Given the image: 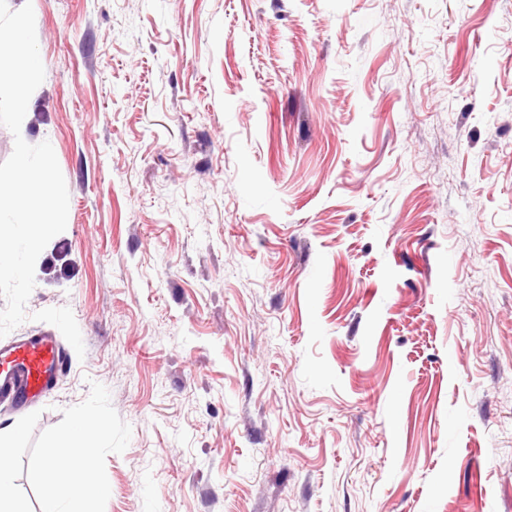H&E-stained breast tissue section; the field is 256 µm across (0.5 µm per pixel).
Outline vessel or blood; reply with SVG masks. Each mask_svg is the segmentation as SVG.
I'll return each instance as SVG.
<instances>
[{
    "mask_svg": "<svg viewBox=\"0 0 512 512\" xmlns=\"http://www.w3.org/2000/svg\"><path fill=\"white\" fill-rule=\"evenodd\" d=\"M62 364L55 336L43 333L0 346V393L17 406L56 387Z\"/></svg>",
    "mask_w": 512,
    "mask_h": 512,
    "instance_id": "obj_1",
    "label": "vessel or blood"
}]
</instances>
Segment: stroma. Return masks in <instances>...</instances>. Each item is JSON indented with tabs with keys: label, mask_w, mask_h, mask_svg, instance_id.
<instances>
[{
	"label": "stroma",
	"mask_w": 512,
	"mask_h": 512,
	"mask_svg": "<svg viewBox=\"0 0 512 512\" xmlns=\"http://www.w3.org/2000/svg\"><path fill=\"white\" fill-rule=\"evenodd\" d=\"M27 2L105 512H512V0Z\"/></svg>",
	"instance_id": "1"
}]
</instances>
